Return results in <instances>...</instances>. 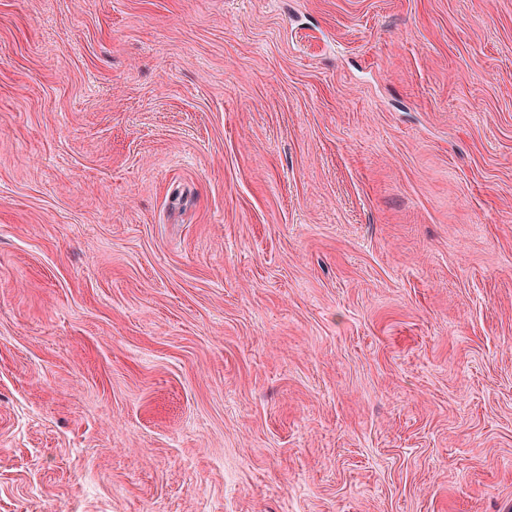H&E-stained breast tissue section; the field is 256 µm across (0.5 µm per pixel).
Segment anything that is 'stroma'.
Wrapping results in <instances>:
<instances>
[{"mask_svg":"<svg viewBox=\"0 0 512 512\" xmlns=\"http://www.w3.org/2000/svg\"><path fill=\"white\" fill-rule=\"evenodd\" d=\"M0 512H512V0H0Z\"/></svg>","mask_w":512,"mask_h":512,"instance_id":"35a3bbf8","label":"stroma"}]
</instances>
